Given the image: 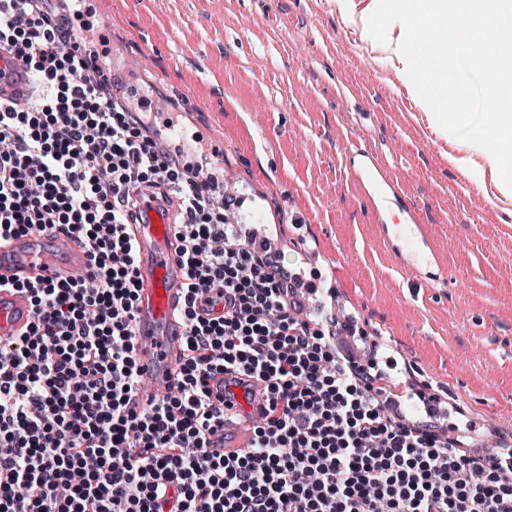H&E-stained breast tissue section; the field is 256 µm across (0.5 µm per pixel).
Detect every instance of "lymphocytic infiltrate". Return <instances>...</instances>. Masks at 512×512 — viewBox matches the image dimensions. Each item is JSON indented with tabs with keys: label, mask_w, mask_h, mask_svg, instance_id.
<instances>
[{
	"label": "lymphocytic infiltrate",
	"mask_w": 512,
	"mask_h": 512,
	"mask_svg": "<svg viewBox=\"0 0 512 512\" xmlns=\"http://www.w3.org/2000/svg\"><path fill=\"white\" fill-rule=\"evenodd\" d=\"M0 0V46L36 79L30 106L0 102V240L78 241L85 272L23 283L33 318L0 346V512H512V453L453 446L445 428L389 412L375 360L345 356L216 209L208 182L141 118L105 100L97 30ZM175 189L189 356L171 394L137 404L135 194ZM224 312L197 311L206 293ZM263 385L267 415L236 457L210 379Z\"/></svg>",
	"instance_id": "obj_1"
}]
</instances>
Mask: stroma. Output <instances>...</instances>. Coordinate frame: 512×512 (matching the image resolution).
Returning a JSON list of instances; mask_svg holds the SVG:
<instances>
[{"label": "stroma", "mask_w": 512, "mask_h": 512, "mask_svg": "<svg viewBox=\"0 0 512 512\" xmlns=\"http://www.w3.org/2000/svg\"><path fill=\"white\" fill-rule=\"evenodd\" d=\"M93 17L143 59L144 86L194 113L224 151L215 163L243 196L237 219L263 215L291 270L312 262L382 357L383 380L441 386L463 447L471 427L512 451V198L479 168L448 162L396 54L400 23L379 43L359 0H94ZM361 136L439 247L402 268L371 224L340 142Z\"/></svg>", "instance_id": "stroma-1"}]
</instances>
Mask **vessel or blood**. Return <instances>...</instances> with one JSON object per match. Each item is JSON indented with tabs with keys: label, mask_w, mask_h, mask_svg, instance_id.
Wrapping results in <instances>:
<instances>
[{
	"label": "vessel or blood",
	"mask_w": 512,
	"mask_h": 512,
	"mask_svg": "<svg viewBox=\"0 0 512 512\" xmlns=\"http://www.w3.org/2000/svg\"><path fill=\"white\" fill-rule=\"evenodd\" d=\"M33 77L6 48L0 47V98L19 101L29 96ZM344 153L368 197L392 199L405 221L398 235L405 241V264L415 268L414 252L437 255L434 238L427 232L415 207L407 204L401 186L381 169L375 154L350 137ZM138 219L131 227L136 244L138 296L135 334L136 367L142 379L140 401H148L173 385L186 352V326L180 315L184 283L179 254L173 238L174 218L155 195L137 196ZM89 260L75 242H63L51 233L30 234L0 243V344L19 340L33 317L27 295L17 290L20 282L57 279L86 269ZM211 389H224V428L210 438L212 452L243 453L252 444L251 428L261 412L258 389L245 375L225 385L215 376Z\"/></svg>",
	"instance_id": "1"
}]
</instances>
